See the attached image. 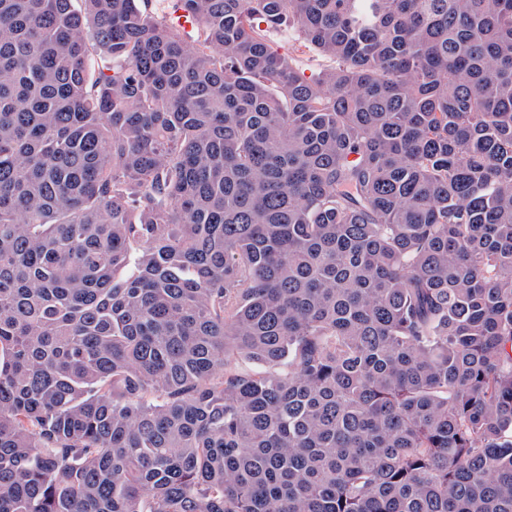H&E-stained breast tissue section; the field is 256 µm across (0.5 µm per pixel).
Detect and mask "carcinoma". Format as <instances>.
Returning <instances> with one entry per match:
<instances>
[{"instance_id":"1","label":"carcinoma","mask_w":512,"mask_h":512,"mask_svg":"<svg viewBox=\"0 0 512 512\" xmlns=\"http://www.w3.org/2000/svg\"><path fill=\"white\" fill-rule=\"evenodd\" d=\"M140 2L0 0V512H512V0ZM293 41L285 32H273L270 35V46L279 54L291 55L297 69L306 76H313L327 69L332 62L320 54L301 48L293 52Z\"/></svg>"}]
</instances>
